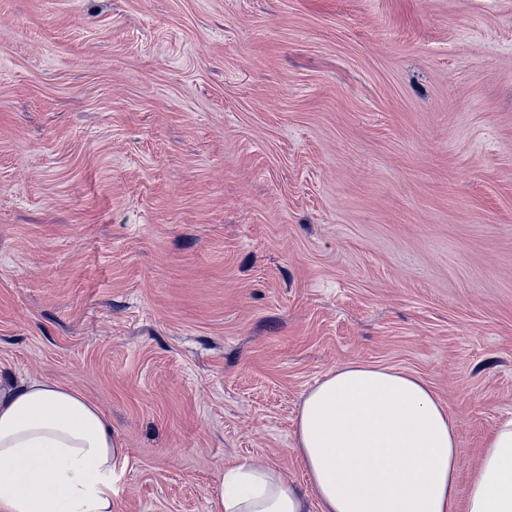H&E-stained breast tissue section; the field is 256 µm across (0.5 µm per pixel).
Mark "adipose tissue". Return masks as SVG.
<instances>
[{"instance_id": "1", "label": "adipose tissue", "mask_w": 512, "mask_h": 512, "mask_svg": "<svg viewBox=\"0 0 512 512\" xmlns=\"http://www.w3.org/2000/svg\"><path fill=\"white\" fill-rule=\"evenodd\" d=\"M458 422L414 374L354 361L305 395L296 450L306 484L242 461L210 512H512V420L485 441L466 499ZM129 454L110 420L47 379L0 387V512H117Z\"/></svg>"}]
</instances>
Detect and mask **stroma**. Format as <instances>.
Wrapping results in <instances>:
<instances>
[{
    "label": "stroma",
    "mask_w": 512,
    "mask_h": 512,
    "mask_svg": "<svg viewBox=\"0 0 512 512\" xmlns=\"http://www.w3.org/2000/svg\"><path fill=\"white\" fill-rule=\"evenodd\" d=\"M361 361L512 420V0H0V377L76 389L119 512L298 483Z\"/></svg>",
    "instance_id": "obj_1"
}]
</instances>
